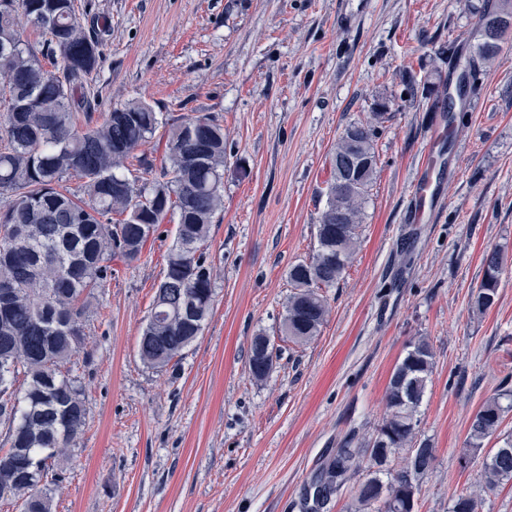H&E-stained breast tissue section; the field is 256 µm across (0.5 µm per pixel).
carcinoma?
I'll use <instances>...</instances> for the list:
<instances>
[{
  "mask_svg": "<svg viewBox=\"0 0 512 512\" xmlns=\"http://www.w3.org/2000/svg\"><path fill=\"white\" fill-rule=\"evenodd\" d=\"M501 13L480 17L479 42L466 58L470 80L481 63L503 53ZM20 16L41 31V45L23 39ZM102 58L101 41L80 23L75 0H0V286L12 288L7 305L0 306V429L9 444L0 455V501L18 504L21 512H52L55 461L76 447L85 426L82 386L62 367L81 349L89 298L112 280V261H137L159 225L176 224L138 344L141 361L152 369L178 364L203 334L214 302V271L204 247L216 214L224 210V126L206 112L172 120L160 170L142 157L138 166L146 178L127 176V160L151 142L162 113L137 100L94 118L85 86ZM373 137L371 126L344 129L331 155L317 249L288 269L293 291L283 322L296 343L319 333L329 313L321 290L336 286L352 262L377 174ZM73 177L82 180L76 191L67 186ZM483 266L469 298L477 314L498 299L501 251L485 254ZM261 337L254 336L249 356L256 380L269 376L261 369ZM433 359L426 338L407 346L389 380L387 416L366 445L336 449L313 479L320 500L310 512H328L332 497L361 470L367 478L353 487L358 508L414 512L409 487L419 488L436 461L432 445L415 439ZM511 408L505 383L470 420L462 459L480 460L488 488L512 480V435L484 450ZM404 448L408 456L395 471L390 460ZM38 460L46 462L40 486L29 476ZM477 509V498L461 492L451 512Z\"/></svg>",
  "mask_w": 512,
  "mask_h": 512,
  "instance_id": "cac0c4a2",
  "label": "carcinoma"
}]
</instances>
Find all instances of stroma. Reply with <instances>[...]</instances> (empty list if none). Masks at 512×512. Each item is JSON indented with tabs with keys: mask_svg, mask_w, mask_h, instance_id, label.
Masks as SVG:
<instances>
[{
	"mask_svg": "<svg viewBox=\"0 0 512 512\" xmlns=\"http://www.w3.org/2000/svg\"><path fill=\"white\" fill-rule=\"evenodd\" d=\"M503 0H76L82 24L111 27L87 83L98 112L143 100L224 125V210L204 249L213 309L176 367L151 369L138 341L175 227L140 259L114 262L73 359L88 410L79 444L57 464L53 512H303L311 476L337 448L359 447L385 416L390 376L409 342L428 338L434 369L417 437L436 450L417 512H512V483L486 488L461 448L470 420L512 380V50L484 65L439 161L432 222L405 221L429 141L430 103L448 98L449 56L478 41ZM430 97H411L410 82ZM378 168L360 249L324 294L318 336L280 331L289 267L315 250L330 158L344 128L378 103ZM500 249L497 302L469 295L486 251ZM277 358L248 370L257 334Z\"/></svg>",
	"mask_w": 512,
	"mask_h": 512,
	"instance_id": "35a3bbf8",
	"label": "stroma"
}]
</instances>
